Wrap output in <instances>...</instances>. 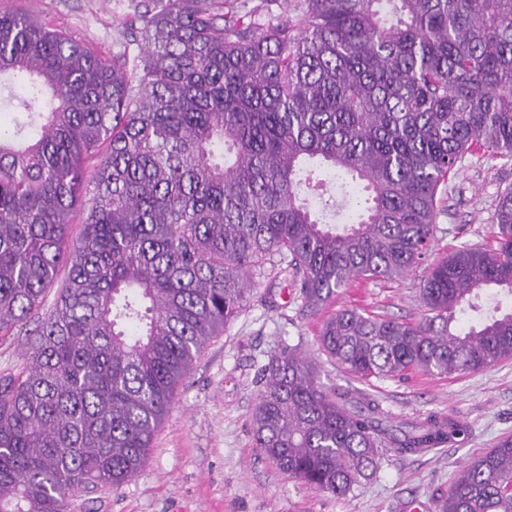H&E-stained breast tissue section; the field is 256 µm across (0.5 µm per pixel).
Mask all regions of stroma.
<instances>
[{"label":"stroma","mask_w":512,"mask_h":512,"mask_svg":"<svg viewBox=\"0 0 512 512\" xmlns=\"http://www.w3.org/2000/svg\"><path fill=\"white\" fill-rule=\"evenodd\" d=\"M140 0H0L112 56L127 44L124 24ZM512 186V159L467 156L448 180L449 209L440 214L427 262L463 244L488 240L500 193ZM424 268L399 281L358 280L314 316L298 313L290 277H257L243 310L211 338L185 377L154 436L147 463L120 487L76 495L71 512H409L412 500L438 512L456 472L512 437V359L448 377L415 373L362 382L319 349L323 321L349 308L399 320L424 311ZM299 345L328 391L373 394L393 423L437 412L465 426L459 438L428 451L387 453L377 474L337 497L279 470L257 448L252 411L258 368L285 345Z\"/></svg>","instance_id":"obj_1"}]
</instances>
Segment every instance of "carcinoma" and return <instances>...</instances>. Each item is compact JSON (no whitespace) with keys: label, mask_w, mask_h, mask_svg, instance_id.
Instances as JSON below:
<instances>
[{"label":"carcinoma","mask_w":512,"mask_h":512,"mask_svg":"<svg viewBox=\"0 0 512 512\" xmlns=\"http://www.w3.org/2000/svg\"><path fill=\"white\" fill-rule=\"evenodd\" d=\"M126 36L136 51L109 60L0 12V337H34L0 372V512H70L133 477L265 264L303 313L398 280L465 156L512 157V0H145ZM490 234L426 269L419 319L341 310L324 353L365 381L511 359L512 311L465 332L455 318L485 289L512 295V187ZM261 375L256 446L336 496L383 453L465 431L330 394L293 345ZM439 512H512L511 438L458 471Z\"/></svg>","instance_id":"obj_1"}]
</instances>
